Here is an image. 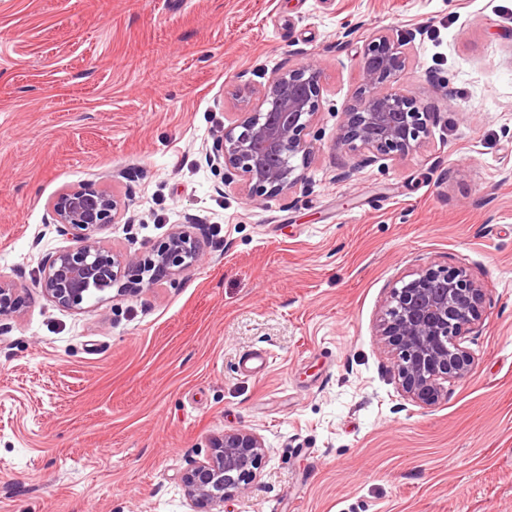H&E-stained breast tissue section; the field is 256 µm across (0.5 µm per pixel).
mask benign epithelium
I'll return each mask as SVG.
<instances>
[{"label":"benign epithelium","instance_id":"7a95c632","mask_svg":"<svg viewBox=\"0 0 512 512\" xmlns=\"http://www.w3.org/2000/svg\"><path fill=\"white\" fill-rule=\"evenodd\" d=\"M408 65L407 43L388 30L367 39L360 52L363 87L343 113L335 145L350 152L404 157L431 136L435 114L417 105L399 85ZM321 98L317 69L307 63L275 72L254 105L234 97L238 119L216 139L213 160L224 166V184L240 178L249 200L287 194L302 180L298 173L310 145L304 132ZM126 202L96 183L61 189L48 210L57 231L74 242L41 259L37 287L55 306L84 311L89 291L105 295L118 288L134 295L144 288L173 284L202 256L192 233L177 227L145 253L121 252L100 238L116 223ZM485 292L463 269L428 268L391 289L377 334L391 348L403 392L415 401L438 397L442 384L469 374L471 354L461 339L482 316ZM32 295L0 278V316L21 311ZM265 454L253 431L224 432L207 457L181 477L193 512H223L224 499L256 477Z\"/></svg>","mask_w":512,"mask_h":512}]
</instances>
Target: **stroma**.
Masks as SVG:
<instances>
[{"instance_id": "1", "label": "stroma", "mask_w": 512, "mask_h": 512, "mask_svg": "<svg viewBox=\"0 0 512 512\" xmlns=\"http://www.w3.org/2000/svg\"><path fill=\"white\" fill-rule=\"evenodd\" d=\"M381 29L414 34L436 123L367 163L335 139ZM312 58L303 180L248 200L210 158L230 95ZM84 182L129 197L106 246L189 224L202 261L84 313L35 294L69 245L47 204ZM429 267L486 299L426 404L375 327ZM0 277L34 294L0 317V512H191L183 472L240 429L266 453L224 512H512V0H0Z\"/></svg>"}]
</instances>
